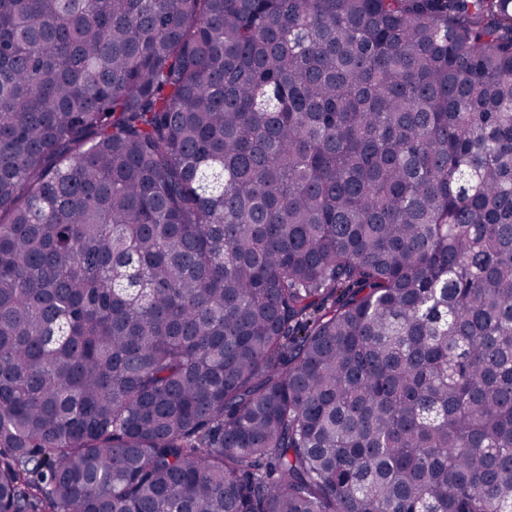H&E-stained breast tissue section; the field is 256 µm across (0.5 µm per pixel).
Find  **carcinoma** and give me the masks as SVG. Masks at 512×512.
I'll use <instances>...</instances> for the list:
<instances>
[{
  "instance_id": "1",
  "label": "carcinoma",
  "mask_w": 512,
  "mask_h": 512,
  "mask_svg": "<svg viewBox=\"0 0 512 512\" xmlns=\"http://www.w3.org/2000/svg\"><path fill=\"white\" fill-rule=\"evenodd\" d=\"M0 512H512V0H0Z\"/></svg>"
}]
</instances>
